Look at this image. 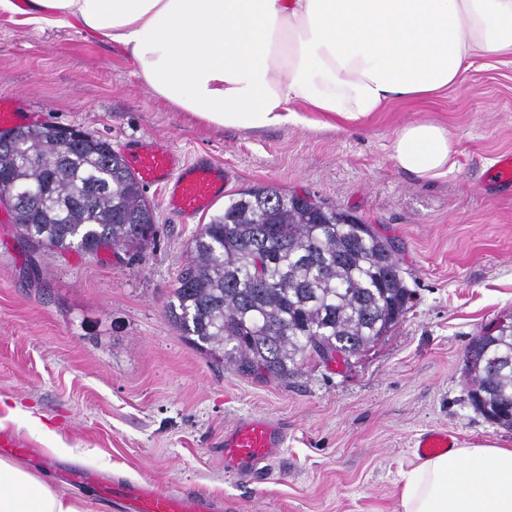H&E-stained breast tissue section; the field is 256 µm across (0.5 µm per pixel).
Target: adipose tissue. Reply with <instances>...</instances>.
I'll return each mask as SVG.
<instances>
[{"mask_svg":"<svg viewBox=\"0 0 512 512\" xmlns=\"http://www.w3.org/2000/svg\"><path fill=\"white\" fill-rule=\"evenodd\" d=\"M42 31L77 26L120 45L157 99L217 127L298 121L291 102L357 122L394 97L453 84L471 58L512 54V0H0ZM454 144L430 121L391 143L402 169L448 173ZM0 512H85L0 457ZM399 512H512V448H458L401 474Z\"/></svg>","mask_w":512,"mask_h":512,"instance_id":"obj_1","label":"adipose tissue"}]
</instances>
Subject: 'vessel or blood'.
Returning a JSON list of instances; mask_svg holds the SVG:
<instances>
[{
    "label": "vessel or blood",
    "mask_w": 512,
    "mask_h": 512,
    "mask_svg": "<svg viewBox=\"0 0 512 512\" xmlns=\"http://www.w3.org/2000/svg\"><path fill=\"white\" fill-rule=\"evenodd\" d=\"M123 154L130 170L147 186L162 187L170 211L183 223L193 222L223 195L230 176L210 153L183 158L168 145L142 139L124 143ZM288 433L282 423L266 416H245L224 429V466L241 476L272 463L286 444ZM456 434L431 428L419 434L414 446L419 455L430 456L455 448ZM71 483H96L101 498L116 512H216L214 504L193 496L174 495L142 484L107 482L95 473L74 471Z\"/></svg>",
    "instance_id": "obj_1"
}]
</instances>
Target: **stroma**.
Returning a JSON list of instances; mask_svg holds the SVG:
<instances>
[{
	"label": "stroma",
	"mask_w": 512,
	"mask_h": 512,
	"mask_svg": "<svg viewBox=\"0 0 512 512\" xmlns=\"http://www.w3.org/2000/svg\"><path fill=\"white\" fill-rule=\"evenodd\" d=\"M4 95L29 124L79 128L116 150L145 138L188 159L206 151L231 172L223 199L193 224L146 188L157 235L133 261L32 253L0 220V428L36 449L25 465L59 493L113 512L93 487L58 480L73 466L213 497L222 512H397L421 431L512 448V429L474 410L464 379L472 337L512 318V181L493 171L512 154L511 54L475 57L447 90L392 99L356 123L294 102L300 122L242 130L154 98L118 45L0 16ZM419 120L454 140L451 172L421 178L391 158L398 130ZM263 183L352 210L397 250L415 298L350 366L308 360L288 380L257 379L199 351L167 316L200 225ZM252 414L280 420L288 438L275 462L240 477L224 469V428Z\"/></svg>",
	"instance_id": "1"
}]
</instances>
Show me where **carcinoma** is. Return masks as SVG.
Here are the masks:
<instances>
[{"label":"carcinoma","mask_w":512,"mask_h":512,"mask_svg":"<svg viewBox=\"0 0 512 512\" xmlns=\"http://www.w3.org/2000/svg\"><path fill=\"white\" fill-rule=\"evenodd\" d=\"M0 172L44 187L14 208L32 252L139 256L155 239L143 184L105 140L64 147L35 131L0 146ZM411 299L395 246L372 225L262 184L193 237L167 312L194 346L242 374L286 380L308 357L349 364L392 332ZM466 361L495 424L512 429V325L473 337Z\"/></svg>","instance_id":"cac0c4a2"}]
</instances>
